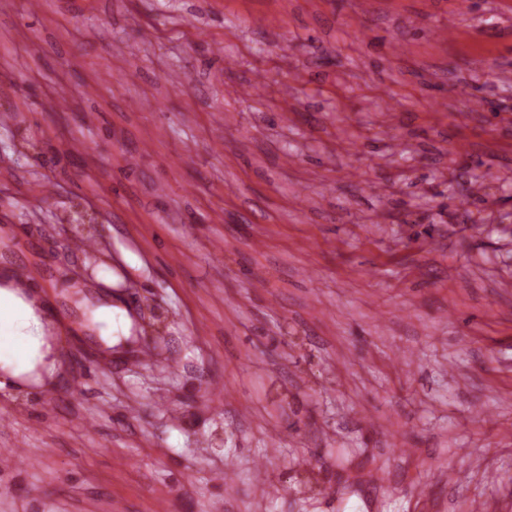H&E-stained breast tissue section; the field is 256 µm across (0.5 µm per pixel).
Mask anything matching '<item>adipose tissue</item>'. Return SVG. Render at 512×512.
Here are the masks:
<instances>
[{
  "instance_id": "adipose-tissue-1",
  "label": "adipose tissue",
  "mask_w": 512,
  "mask_h": 512,
  "mask_svg": "<svg viewBox=\"0 0 512 512\" xmlns=\"http://www.w3.org/2000/svg\"><path fill=\"white\" fill-rule=\"evenodd\" d=\"M79 291L92 302L85 310L86 322L105 346L130 336L132 321L124 309L113 305L110 294L84 285ZM48 314L41 293L19 277L14 267H0V388L41 385L48 355L41 319Z\"/></svg>"
}]
</instances>
